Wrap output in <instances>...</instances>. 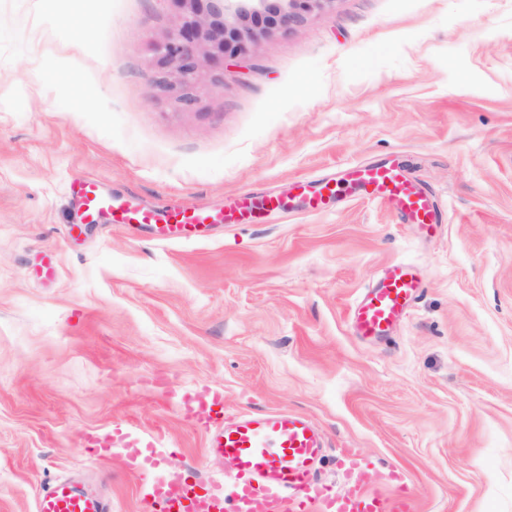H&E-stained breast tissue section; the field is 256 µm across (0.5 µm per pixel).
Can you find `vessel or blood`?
Masks as SVG:
<instances>
[{
    "label": "vessel or blood",
    "instance_id": "1",
    "mask_svg": "<svg viewBox=\"0 0 512 512\" xmlns=\"http://www.w3.org/2000/svg\"><path fill=\"white\" fill-rule=\"evenodd\" d=\"M349 182L362 198L381 203L392 215L427 233L435 232L440 222L436 201L398 163L355 170ZM76 190L85 222H93L99 211L107 209L115 223L155 225L165 242L189 240L210 225L236 221L234 215L214 214L196 206L137 211L101 197L91 179ZM418 288L419 279L410 266L390 264L352 311L356 334L365 338L388 334L406 315ZM183 407L202 424L208 454L223 460L224 480L207 487L194 474L168 473L165 479L145 487L154 512H414L416 508L401 490L404 476L400 469L389 468L372 485L365 479L364 463L352 454L344 460L351 489L336 494L318 476L325 441L304 414L270 408L228 420L223 393L209 388L186 395ZM158 442L155 436L146 440L131 437L118 425L110 434L89 439L100 457L110 448L122 449L126 470L132 475L165 470L166 455L158 450ZM36 508L37 512H107L101 499L67 482L52 485Z\"/></svg>",
    "mask_w": 512,
    "mask_h": 512
}]
</instances>
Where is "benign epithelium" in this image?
Masks as SVG:
<instances>
[{"label": "benign epithelium", "instance_id": "7a95c632", "mask_svg": "<svg viewBox=\"0 0 512 512\" xmlns=\"http://www.w3.org/2000/svg\"><path fill=\"white\" fill-rule=\"evenodd\" d=\"M190 12L159 47V52L181 84L190 86L205 64L214 59L201 45L204 39L216 53L235 55L252 26L286 27L300 12L325 0H188Z\"/></svg>", "mask_w": 512, "mask_h": 512}]
</instances>
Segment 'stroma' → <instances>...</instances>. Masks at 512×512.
I'll return each instance as SVG.
<instances>
[{
    "label": "stroma",
    "mask_w": 512,
    "mask_h": 512,
    "mask_svg": "<svg viewBox=\"0 0 512 512\" xmlns=\"http://www.w3.org/2000/svg\"><path fill=\"white\" fill-rule=\"evenodd\" d=\"M184 12L0 0V512L62 479L149 512L147 476L87 444L117 423L221 482L179 409L203 387L230 417H310L338 493L351 451L372 482L400 467L418 512H512V0H331L188 88L157 52ZM394 158L438 203L435 236L348 192L308 212L295 188ZM88 177L138 208L281 206L200 242L106 213L75 233ZM395 262L416 302L356 336L351 306Z\"/></svg>",
    "instance_id": "35a3bbf8"
}]
</instances>
